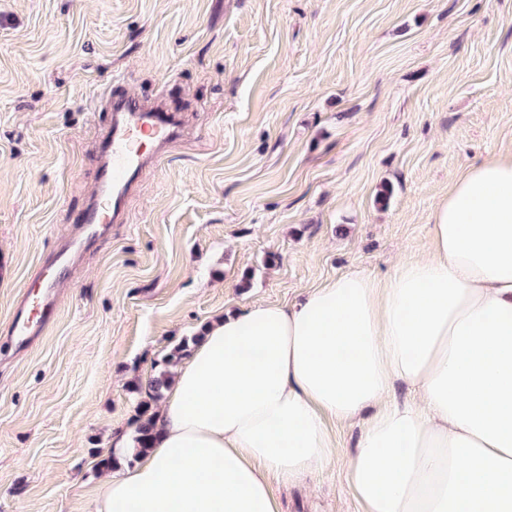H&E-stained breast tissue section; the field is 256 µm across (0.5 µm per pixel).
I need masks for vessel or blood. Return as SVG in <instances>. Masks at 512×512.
I'll return each instance as SVG.
<instances>
[{
	"label": "vessel or blood",
	"mask_w": 512,
	"mask_h": 512,
	"mask_svg": "<svg viewBox=\"0 0 512 512\" xmlns=\"http://www.w3.org/2000/svg\"><path fill=\"white\" fill-rule=\"evenodd\" d=\"M97 106L110 112L111 121L97 142L94 191L75 218L77 233L39 265L16 301L7 332L21 350L53 326L69 268L108 225L124 222L142 172L157 165L168 146L186 133L182 114L162 99L143 101L114 89L99 97Z\"/></svg>",
	"instance_id": "vessel-or-blood-1"
}]
</instances>
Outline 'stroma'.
I'll list each match as a JSON object with an SVG mask.
<instances>
[{
  "label": "stroma",
  "instance_id": "stroma-1",
  "mask_svg": "<svg viewBox=\"0 0 512 512\" xmlns=\"http://www.w3.org/2000/svg\"><path fill=\"white\" fill-rule=\"evenodd\" d=\"M115 84L193 134L142 173L48 334L19 354L0 333V512H95L140 387L213 318L424 257L449 176L512 143V0H0V329L76 230ZM359 434L273 482L283 512H360Z\"/></svg>",
  "mask_w": 512,
  "mask_h": 512
}]
</instances>
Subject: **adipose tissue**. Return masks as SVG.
<instances>
[{"label": "adipose tissue", "mask_w": 512, "mask_h": 512, "mask_svg": "<svg viewBox=\"0 0 512 512\" xmlns=\"http://www.w3.org/2000/svg\"><path fill=\"white\" fill-rule=\"evenodd\" d=\"M333 423L361 426L362 512H512V149L450 181L427 258L211 322L96 512H282L271 478L318 469Z\"/></svg>", "instance_id": "1"}]
</instances>
